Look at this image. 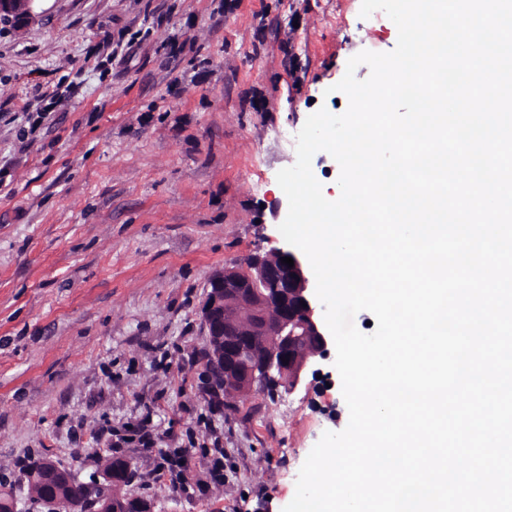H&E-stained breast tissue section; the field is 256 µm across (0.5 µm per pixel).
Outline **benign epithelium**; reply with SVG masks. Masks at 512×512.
<instances>
[{"instance_id": "benign-epithelium-1", "label": "benign epithelium", "mask_w": 512, "mask_h": 512, "mask_svg": "<svg viewBox=\"0 0 512 512\" xmlns=\"http://www.w3.org/2000/svg\"><path fill=\"white\" fill-rule=\"evenodd\" d=\"M40 0H0V13L8 10L22 22L37 16ZM290 257L294 266L281 262ZM206 336L205 374L216 397L246 396L257 389L297 388L333 345L314 289L305 257L286 250L255 254L244 266H226L215 272L200 307ZM38 479L53 488L62 512H76L77 504L59 488L76 485L68 469L50 460L34 462ZM96 485L109 489L100 498L101 512H112V500L128 505L130 498L117 492L112 471L102 472Z\"/></svg>"}]
</instances>
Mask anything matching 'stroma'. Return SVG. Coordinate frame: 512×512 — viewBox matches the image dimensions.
Listing matches in <instances>:
<instances>
[{
  "instance_id": "obj_1",
  "label": "stroma",
  "mask_w": 512,
  "mask_h": 512,
  "mask_svg": "<svg viewBox=\"0 0 512 512\" xmlns=\"http://www.w3.org/2000/svg\"><path fill=\"white\" fill-rule=\"evenodd\" d=\"M0 22V477L106 455L152 512H283L349 411L333 359L210 405V277L287 249L276 175L351 57L395 48L361 0H45Z\"/></svg>"
}]
</instances>
